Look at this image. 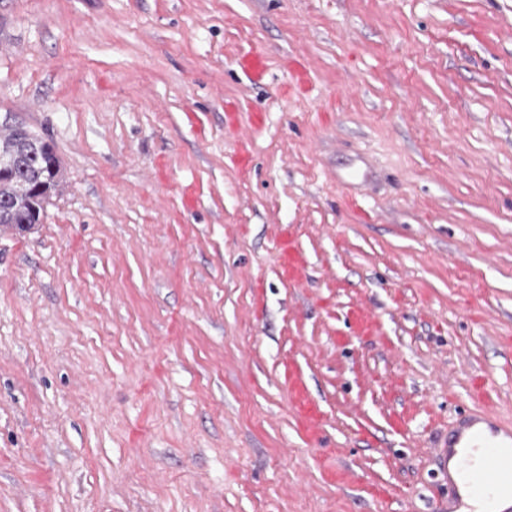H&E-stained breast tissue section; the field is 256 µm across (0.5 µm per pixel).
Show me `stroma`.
Listing matches in <instances>:
<instances>
[{
  "label": "stroma",
  "mask_w": 512,
  "mask_h": 512,
  "mask_svg": "<svg viewBox=\"0 0 512 512\" xmlns=\"http://www.w3.org/2000/svg\"><path fill=\"white\" fill-rule=\"evenodd\" d=\"M0 512H438L512 422V0H0ZM13 129L18 138L32 137L23 124H15ZM7 131L0 135V224L23 232L40 224L44 202L59 186L62 168L53 147L43 137L33 132L44 143L43 150L27 151L9 128ZM22 183H39L43 189L24 192ZM434 452L444 467L457 456L458 483L469 491L491 496L499 486L512 488V423H504L482 408L460 411L448 428V439Z\"/></svg>",
  "instance_id": "1"
}]
</instances>
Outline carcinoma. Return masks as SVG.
<instances>
[{
	"instance_id": "cac0c4a2",
	"label": "carcinoma",
	"mask_w": 512,
	"mask_h": 512,
	"mask_svg": "<svg viewBox=\"0 0 512 512\" xmlns=\"http://www.w3.org/2000/svg\"><path fill=\"white\" fill-rule=\"evenodd\" d=\"M61 177V163L49 142L41 151H28L12 132L0 135V224L23 232L40 223L44 202ZM22 183H39L42 190L24 192Z\"/></svg>"
}]
</instances>
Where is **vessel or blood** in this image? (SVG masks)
<instances>
[{
	"label": "vessel or blood",
	"mask_w": 512,
	"mask_h": 512,
	"mask_svg": "<svg viewBox=\"0 0 512 512\" xmlns=\"http://www.w3.org/2000/svg\"><path fill=\"white\" fill-rule=\"evenodd\" d=\"M435 456L443 464L452 458L457 461V476L448 482V512H475L460 496V488L488 494L512 488V423L475 406L463 409Z\"/></svg>",
	"instance_id": "obj_1"
}]
</instances>
